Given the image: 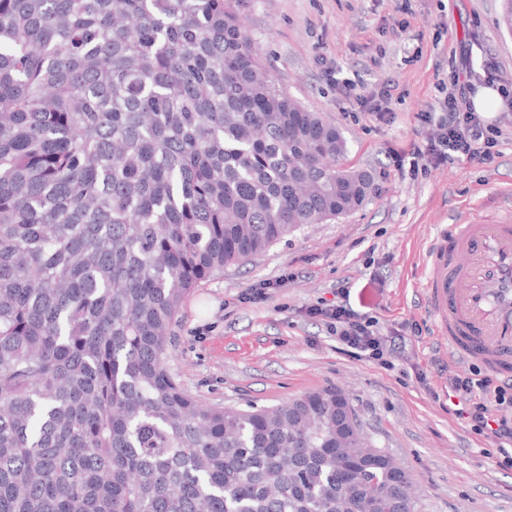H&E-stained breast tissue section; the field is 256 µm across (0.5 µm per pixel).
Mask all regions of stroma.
<instances>
[{
  "label": "stroma",
  "mask_w": 512,
  "mask_h": 512,
  "mask_svg": "<svg viewBox=\"0 0 512 512\" xmlns=\"http://www.w3.org/2000/svg\"><path fill=\"white\" fill-rule=\"evenodd\" d=\"M501 0H241L263 66L290 97L321 113L347 141L344 166L377 189L353 213L303 227L266 253L203 281L184 300L169 367L199 400L233 409L273 406L341 389L366 435L409 470L416 512H512V466L491 439L453 412L451 364L417 288L426 247L443 224L502 217L512 195V102L486 113L504 138L495 164L443 163L411 176L394 153L425 149L418 115L437 111L453 67L474 78L487 63L512 81V34ZM335 68L358 99L339 94ZM388 92L383 123L359 98ZM274 283L267 300L245 294ZM347 285L356 310L399 333L392 366L349 355L310 308Z\"/></svg>",
  "instance_id": "1"
}]
</instances>
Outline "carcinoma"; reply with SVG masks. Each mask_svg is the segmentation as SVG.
Wrapping results in <instances>:
<instances>
[{"label": "carcinoma", "mask_w": 512, "mask_h": 512, "mask_svg": "<svg viewBox=\"0 0 512 512\" xmlns=\"http://www.w3.org/2000/svg\"><path fill=\"white\" fill-rule=\"evenodd\" d=\"M239 0H0V512H415L330 388L247 410L168 366L201 282L363 205Z\"/></svg>", "instance_id": "cac0c4a2"}]
</instances>
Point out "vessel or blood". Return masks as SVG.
Returning a JSON list of instances; mask_svg holds the SVG:
<instances>
[{
	"label": "vessel or blood",
	"instance_id": "b4317fda",
	"mask_svg": "<svg viewBox=\"0 0 512 512\" xmlns=\"http://www.w3.org/2000/svg\"><path fill=\"white\" fill-rule=\"evenodd\" d=\"M428 257V308L453 352L512 376V211L441 228Z\"/></svg>",
	"mask_w": 512,
	"mask_h": 512
}]
</instances>
